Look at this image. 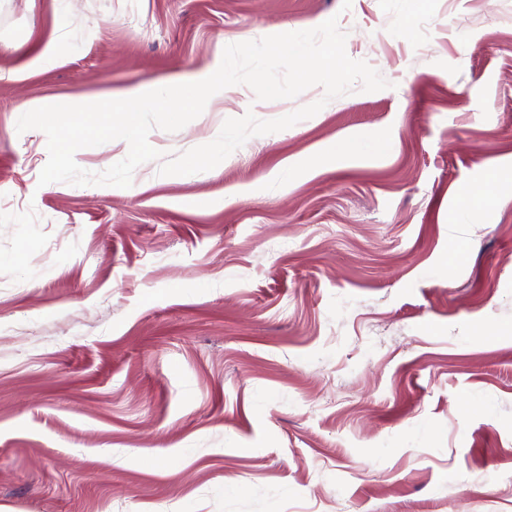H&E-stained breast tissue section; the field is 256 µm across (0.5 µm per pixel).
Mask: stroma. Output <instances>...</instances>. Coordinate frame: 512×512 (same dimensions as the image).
<instances>
[{
    "instance_id": "stroma-1",
    "label": "stroma",
    "mask_w": 512,
    "mask_h": 512,
    "mask_svg": "<svg viewBox=\"0 0 512 512\" xmlns=\"http://www.w3.org/2000/svg\"><path fill=\"white\" fill-rule=\"evenodd\" d=\"M70 7L0 0V512H512V0ZM332 17L388 88L205 172L39 185L27 102ZM323 94L238 85L149 139Z\"/></svg>"
}]
</instances>
